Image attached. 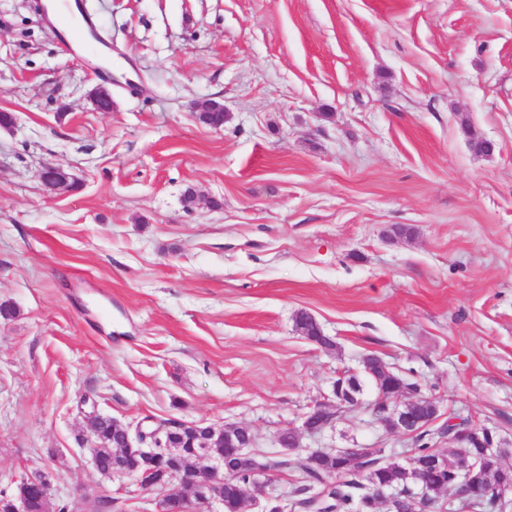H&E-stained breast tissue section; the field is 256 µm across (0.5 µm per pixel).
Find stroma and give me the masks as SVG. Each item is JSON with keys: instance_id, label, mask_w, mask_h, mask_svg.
Returning <instances> with one entry per match:
<instances>
[{"instance_id": "obj_1", "label": "stroma", "mask_w": 512, "mask_h": 512, "mask_svg": "<svg viewBox=\"0 0 512 512\" xmlns=\"http://www.w3.org/2000/svg\"><path fill=\"white\" fill-rule=\"evenodd\" d=\"M44 2L0 0L1 491L40 471L69 512H158L95 469L86 411L269 457L368 354L438 424L512 435V0H86L107 51ZM375 398L302 446L404 457ZM41 179L50 190H67L73 186L74 179L63 168L48 164L41 171ZM72 179V182H70Z\"/></svg>"}]
</instances>
